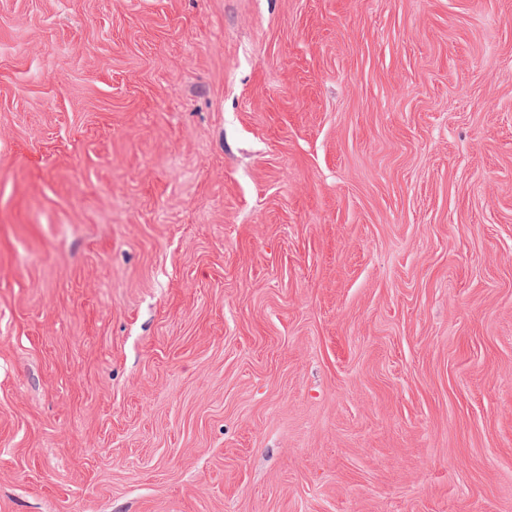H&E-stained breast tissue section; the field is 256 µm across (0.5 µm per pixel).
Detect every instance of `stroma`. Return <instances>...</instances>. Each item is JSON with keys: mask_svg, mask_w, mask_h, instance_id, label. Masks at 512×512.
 <instances>
[{"mask_svg": "<svg viewBox=\"0 0 512 512\" xmlns=\"http://www.w3.org/2000/svg\"><path fill=\"white\" fill-rule=\"evenodd\" d=\"M0 512H512V0H0Z\"/></svg>", "mask_w": 512, "mask_h": 512, "instance_id": "1", "label": "stroma"}]
</instances>
